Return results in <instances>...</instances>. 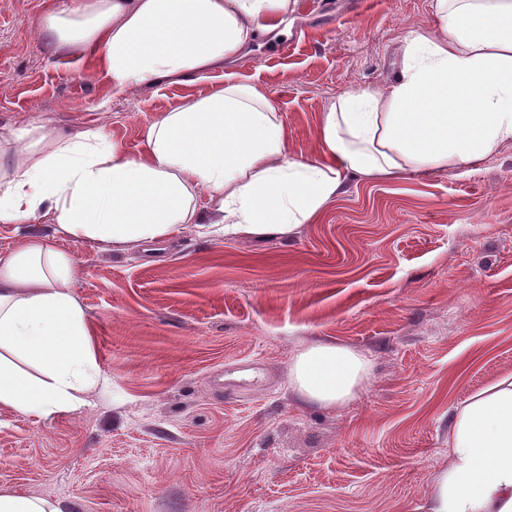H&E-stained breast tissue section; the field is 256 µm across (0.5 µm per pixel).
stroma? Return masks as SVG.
Returning a JSON list of instances; mask_svg holds the SVG:
<instances>
[{"instance_id":"1","label":"stroma","mask_w":512,"mask_h":512,"mask_svg":"<svg viewBox=\"0 0 512 512\" xmlns=\"http://www.w3.org/2000/svg\"><path fill=\"white\" fill-rule=\"evenodd\" d=\"M46 4L0 0V127L100 128L132 155L162 112L246 77L309 157L329 104L385 86L403 37L432 21V0H298L244 63L116 95L38 37ZM60 245L101 383L67 416L0 408V490L71 512H419L457 407L512 373V142L435 175L349 181L286 237L189 224L144 246ZM316 341L369 360L353 401L290 389Z\"/></svg>"}]
</instances>
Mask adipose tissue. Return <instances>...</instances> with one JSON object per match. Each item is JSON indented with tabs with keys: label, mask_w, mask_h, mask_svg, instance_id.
Returning a JSON list of instances; mask_svg holds the SVG:
<instances>
[{
	"label": "adipose tissue",
	"mask_w": 512,
	"mask_h": 512,
	"mask_svg": "<svg viewBox=\"0 0 512 512\" xmlns=\"http://www.w3.org/2000/svg\"><path fill=\"white\" fill-rule=\"evenodd\" d=\"M297 0H48L36 23L58 56L102 74L113 93L202 78L259 34L287 27ZM410 31L398 75L353 88L323 112L318 148L288 149V129L249 79L161 113L129 155L102 129L38 121L0 131V224H48L0 254V408L67 415L99 380L95 324L75 296L60 237L123 247L219 224L228 235H289L316 221L348 180L466 166L512 141V0H433ZM208 196V208L198 200ZM368 360L316 342L290 386L331 408L368 377ZM426 512H512V374L458 407L448 462Z\"/></svg>",
	"instance_id": "1"
}]
</instances>
